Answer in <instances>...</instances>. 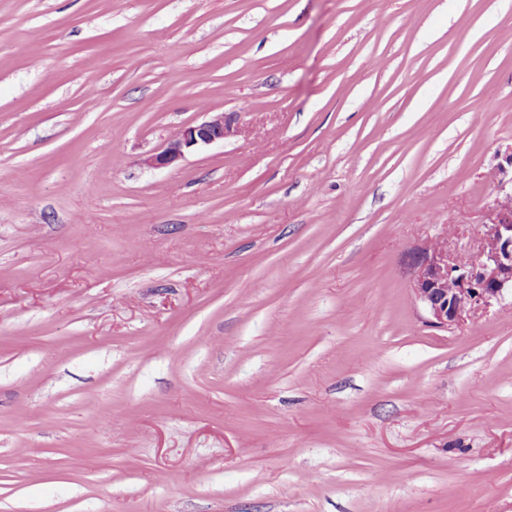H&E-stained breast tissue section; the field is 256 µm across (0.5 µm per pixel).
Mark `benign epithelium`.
Masks as SVG:
<instances>
[{"mask_svg":"<svg viewBox=\"0 0 512 512\" xmlns=\"http://www.w3.org/2000/svg\"><path fill=\"white\" fill-rule=\"evenodd\" d=\"M224 113L215 112L200 123L183 126L146 164L168 167L185 154L224 141ZM486 230L472 257L463 261L444 243H426L411 256V289L415 299L438 328H450L471 313L512 291V193L494 199Z\"/></svg>","mask_w":512,"mask_h":512,"instance_id":"obj_1","label":"benign epithelium"}]
</instances>
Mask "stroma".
I'll return each mask as SVG.
<instances>
[{
  "label": "stroma",
  "mask_w": 512,
  "mask_h": 512,
  "mask_svg": "<svg viewBox=\"0 0 512 512\" xmlns=\"http://www.w3.org/2000/svg\"><path fill=\"white\" fill-rule=\"evenodd\" d=\"M510 192L512 0H0V512H512ZM207 120L183 126L158 153L145 162L155 168L168 167L185 157L186 153L224 141L228 126L224 113L214 112ZM488 220L468 261L444 242L412 253L411 289L435 327L458 325L505 291L512 294V193L494 199Z\"/></svg>",
  "instance_id": "35a3bbf8"
}]
</instances>
